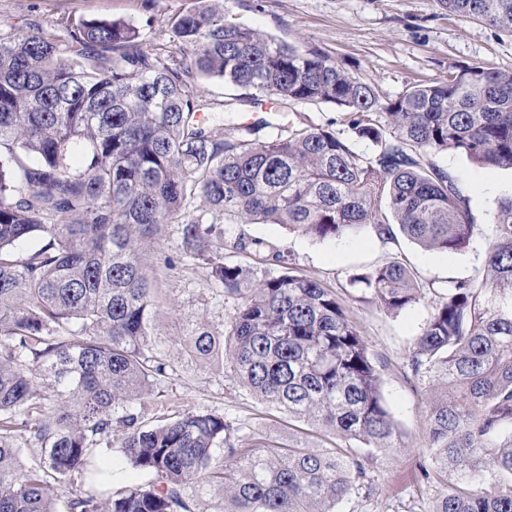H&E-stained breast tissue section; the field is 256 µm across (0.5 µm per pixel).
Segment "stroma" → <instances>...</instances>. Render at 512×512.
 Instances as JSON below:
<instances>
[{"instance_id":"1","label":"stroma","mask_w":512,"mask_h":512,"mask_svg":"<svg viewBox=\"0 0 512 512\" xmlns=\"http://www.w3.org/2000/svg\"><path fill=\"white\" fill-rule=\"evenodd\" d=\"M193 0H0V28L29 33L55 21L121 18L138 28L145 43L166 38L172 19ZM237 20L258 31L303 47H314L331 61L375 85L383 98H395L415 83L443 79L449 66L482 64L512 72V37L482 24L450 16L439 0H229ZM261 118L277 127L300 120L327 126L339 119L330 104L275 103ZM434 161L457 176L470 200L477 231L456 253L420 248L406 238L380 241L369 231L320 241L278 224H228L225 235L262 240L288 251L295 267L336 288L375 357L383 360L382 394L400 434L401 446L369 459V487L353 491L336 512H427L434 489L414 481L418 457L426 451L424 433L429 393L405 371L415 338L434 311L449 281L473 276L486 263L490 214L499 197L512 192V171L492 169L466 156L442 153ZM401 256L429 286L415 306L396 315L380 312L361 285L362 273ZM210 270L191 260L163 274L162 304L154 320L174 373L143 400L146 419L176 418L189 411H213L236 422L241 439L261 433L280 443L297 436V422L273 410L244 388L218 357L189 356L180 336L204 322L222 330L229 303L212 294Z\"/></svg>"}]
</instances>
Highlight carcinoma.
<instances>
[{"label":"carcinoma","instance_id":"carcinoma-1","mask_svg":"<svg viewBox=\"0 0 512 512\" xmlns=\"http://www.w3.org/2000/svg\"><path fill=\"white\" fill-rule=\"evenodd\" d=\"M439 2L512 36V0ZM194 74L249 90L253 108L331 104L341 128L226 133L197 118L208 103L189 89ZM361 140L376 149L357 151ZM443 152L512 170V73L456 65L385 100L319 50L241 24L222 0H197L149 45L121 19L0 29V512H336L370 485L363 461L400 442L364 335L321 279L226 261L220 225L318 240L367 229L461 251L477 224L458 178L431 160ZM171 224L234 300L223 330L186 333L187 353L224 348L247 389L340 443L283 447L255 433L247 446L211 411L144 422L135 404L169 363L152 339L161 289L142 256ZM492 226L483 272L448 281L409 359L431 392L417 481L460 473L430 512H512V194ZM352 281L386 314L426 288L398 260ZM114 446L145 481L109 488L102 456ZM76 477L82 488L67 490Z\"/></svg>","mask_w":512,"mask_h":512}]
</instances>
